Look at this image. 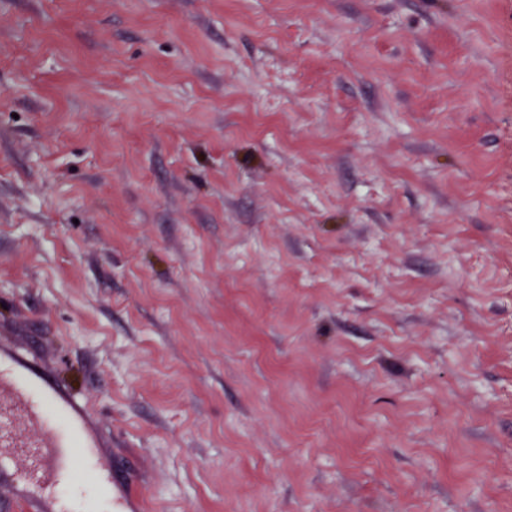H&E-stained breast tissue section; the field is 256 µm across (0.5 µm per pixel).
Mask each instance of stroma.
<instances>
[{"mask_svg": "<svg viewBox=\"0 0 512 512\" xmlns=\"http://www.w3.org/2000/svg\"><path fill=\"white\" fill-rule=\"evenodd\" d=\"M0 338L137 512H512V0H0Z\"/></svg>", "mask_w": 512, "mask_h": 512, "instance_id": "1", "label": "stroma"}]
</instances>
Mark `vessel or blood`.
<instances>
[{
	"instance_id": "vessel-or-blood-1",
	"label": "vessel or blood",
	"mask_w": 512,
	"mask_h": 512,
	"mask_svg": "<svg viewBox=\"0 0 512 512\" xmlns=\"http://www.w3.org/2000/svg\"><path fill=\"white\" fill-rule=\"evenodd\" d=\"M12 368L0 370V487L9 490L25 512H53L57 489L79 482L95 483L107 471L103 459L87 463L84 451L94 447L82 407L48 382L23 358L11 356ZM41 431L39 443L20 445L14 440L19 418ZM26 456L25 476H18L14 460Z\"/></svg>"
}]
</instances>
